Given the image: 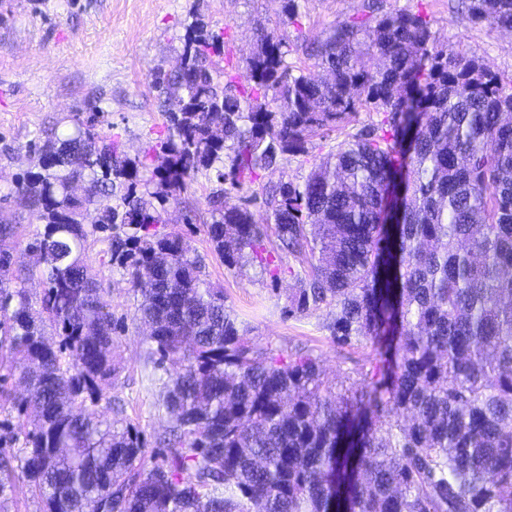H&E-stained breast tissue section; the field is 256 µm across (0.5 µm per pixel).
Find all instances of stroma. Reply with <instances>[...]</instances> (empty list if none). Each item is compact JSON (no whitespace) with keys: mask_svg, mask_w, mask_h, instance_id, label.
<instances>
[{"mask_svg":"<svg viewBox=\"0 0 512 512\" xmlns=\"http://www.w3.org/2000/svg\"><path fill=\"white\" fill-rule=\"evenodd\" d=\"M383 10L426 9L438 44L479 57L502 76L512 75V31L471 20L461 0H380ZM298 21L289 23L284 0H0V213L12 218L17 235L16 264L32 263L27 244L36 232L28 212L10 196L19 176L37 171L36 147L48 135L71 129L75 118L97 116V129L118 140L124 154L141 157L157 142L165 123L163 98L153 86L155 71L176 70L185 34L201 22L206 33L224 36V62L244 68L261 32L282 35L288 62L311 69L307 46L328 38L340 24L367 12V0H298ZM356 112L345 130H324L310 139L307 153L289 158L271 181L302 182L336 144L370 123ZM215 178L198 175L182 205L166 204L159 230L185 241L207 281L223 291L226 308L254 347L276 353H312L327 376L350 388L376 357L366 342H336L327 328L328 311L288 315L295 282L294 256L275 252L281 269L271 277L258 264L226 266L206 234V200L218 189ZM102 243L90 238L86 255L122 324L113 337L114 374L103 386L99 414L111 416L113 403L140 430L149 455H158L160 435L172 420L163 407L172 363L149 358L146 327L138 318L139 298L118 269L101 265Z\"/></svg>","mask_w":512,"mask_h":512,"instance_id":"obj_1","label":"stroma"}]
</instances>
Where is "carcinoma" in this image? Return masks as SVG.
I'll list each match as a JSON object with an SVG mask.
<instances>
[{
	"mask_svg": "<svg viewBox=\"0 0 512 512\" xmlns=\"http://www.w3.org/2000/svg\"><path fill=\"white\" fill-rule=\"evenodd\" d=\"M468 11L512 30V0ZM203 29L186 35L183 68L156 77L176 109L143 159L91 121L45 140L12 193L43 225L29 267L14 268L16 227L0 218V401L36 412L20 454L0 449V512L24 487L45 512H96L99 498L112 512H512V76L439 46L420 12L340 25L315 50L324 77L293 74L275 29L233 75ZM362 104L376 121L303 182L265 187L266 223L222 188L207 198L224 263L263 262L273 232L308 263L290 270L288 315L329 308L337 342L375 349L349 397L310 354L250 345L182 238L157 226L198 173L241 191ZM116 224L108 263L176 366L160 464L133 424L92 409L114 373L112 313L85 243Z\"/></svg>",
	"mask_w": 512,
	"mask_h": 512,
	"instance_id": "obj_1",
	"label": "carcinoma"
}]
</instances>
